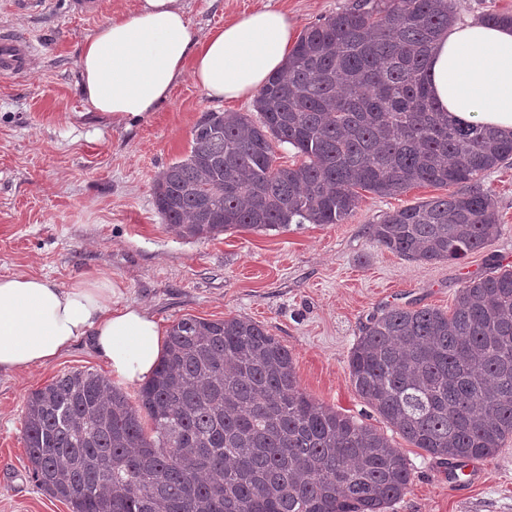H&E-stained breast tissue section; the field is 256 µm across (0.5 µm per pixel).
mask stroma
Returning a JSON list of instances; mask_svg holds the SVG:
<instances>
[{"label": "stroma", "mask_w": 512, "mask_h": 512, "mask_svg": "<svg viewBox=\"0 0 512 512\" xmlns=\"http://www.w3.org/2000/svg\"><path fill=\"white\" fill-rule=\"evenodd\" d=\"M0 0V33L31 46L23 75L0 69V275H44L66 286L84 273L108 274L124 302L162 328L191 315L257 322L290 352L299 387L320 403L388 436L407 458L411 483L388 512H512V437L482 460L483 475L462 489L447 461L404 440L356 392L350 351L371 315L400 307L450 311L468 280L512 265V164L488 171L500 234L458 262L411 261L380 247L369 225L440 195L416 187L363 193L341 224L280 231L230 230L208 241L177 237L157 212L153 180L184 157L206 112H249L253 102H218L190 77L147 117L114 123L81 92L82 45L138 0H43L29 11ZM351 0H184L190 31L210 30L254 10L282 11L297 30L342 11ZM74 370L105 373L90 340L35 371L0 374V512H70L32 477L22 423L28 396Z\"/></svg>", "instance_id": "1"}]
</instances>
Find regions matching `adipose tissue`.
<instances>
[{
    "mask_svg": "<svg viewBox=\"0 0 512 512\" xmlns=\"http://www.w3.org/2000/svg\"><path fill=\"white\" fill-rule=\"evenodd\" d=\"M295 37L284 13L259 9L197 40L182 0H140L137 10L112 15L86 37L82 94L118 121L153 112L187 74L210 99L246 98L284 66ZM427 77L449 118L512 131L511 25H452ZM120 296L101 273L67 286L37 275L0 276V373L47 365L87 337L118 383L143 381L160 359L163 332L147 310Z\"/></svg>",
    "mask_w": 512,
    "mask_h": 512,
    "instance_id": "1",
    "label": "adipose tissue"
}]
</instances>
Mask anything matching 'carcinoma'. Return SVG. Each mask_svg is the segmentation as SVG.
I'll return each instance as SVG.
<instances>
[{
    "instance_id": "1",
    "label": "carcinoma",
    "mask_w": 512,
    "mask_h": 512,
    "mask_svg": "<svg viewBox=\"0 0 512 512\" xmlns=\"http://www.w3.org/2000/svg\"><path fill=\"white\" fill-rule=\"evenodd\" d=\"M455 18L454 0H351L308 27L258 90L259 120L201 116L155 179L157 211L205 241L341 224L362 191L431 184L450 192L386 215L371 238L415 261L484 248L500 224L482 177L512 159V134L453 122L431 98L429 59ZM277 143L301 163L276 164ZM349 370L414 447L493 456L512 436V269L464 283L449 313L370 317ZM138 401L81 370L33 391L23 435L38 486L71 512H386L410 483L400 449L301 390L288 349L251 320L178 319Z\"/></svg>"
}]
</instances>
